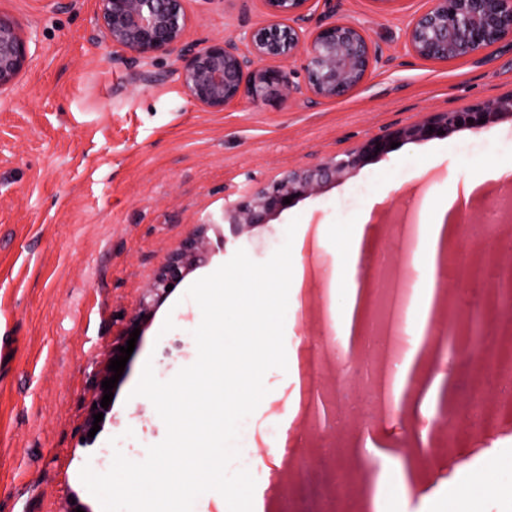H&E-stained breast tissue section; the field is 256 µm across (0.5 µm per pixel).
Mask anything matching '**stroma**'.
<instances>
[{
    "mask_svg": "<svg viewBox=\"0 0 512 512\" xmlns=\"http://www.w3.org/2000/svg\"><path fill=\"white\" fill-rule=\"evenodd\" d=\"M310 11L308 28L330 17L357 25L382 52L350 95L317 104L273 92L221 112L197 106L178 78L174 53L149 60L112 48L94 28V0H0L30 39L28 65L0 95V512H102L80 478L99 470L110 443L150 446L166 435L153 404L134 395L145 362L166 381L197 358L199 307L187 289L237 250L267 261L285 240L314 244L310 297L329 283L345 240L364 209L369 253L399 249L394 218L419 197L433 200L450 179L512 163V120L447 139L403 142L269 223L220 245L225 201L312 167L374 136L432 113L512 95V46L500 44L453 63L416 57L404 32L428 0H335ZM186 38L207 44L264 25L263 0H186ZM211 221L210 253L153 309L94 437L85 417L98 369L124 342L146 285L182 243ZM320 331L306 306L286 316L290 371L274 368L257 409L240 424L242 455L262 454L256 488L275 508L267 474L281 470V441L295 434L298 399L327 390L310 378L306 356ZM439 411L416 397L369 417L356 452L335 466L350 488L386 493L387 512H512V417L483 432L459 424L437 443L423 438Z\"/></svg>",
    "mask_w": 512,
    "mask_h": 512,
    "instance_id": "35a3bbf8",
    "label": "stroma"
}]
</instances>
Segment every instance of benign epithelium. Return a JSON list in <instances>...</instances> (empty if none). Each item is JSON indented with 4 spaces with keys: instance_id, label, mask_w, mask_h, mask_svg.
<instances>
[{
    "instance_id": "1",
    "label": "benign epithelium",
    "mask_w": 512,
    "mask_h": 512,
    "mask_svg": "<svg viewBox=\"0 0 512 512\" xmlns=\"http://www.w3.org/2000/svg\"><path fill=\"white\" fill-rule=\"evenodd\" d=\"M270 21L253 29L246 40L226 37L203 47L186 41L189 18L184 0H95V30L113 47L139 59L175 52L181 61L179 80L188 98L209 111L220 112L264 90H279L288 99L302 95L310 103L330 101L360 87L379 60V51L357 26L334 20L310 31L305 27L313 0H263ZM406 43L419 58L451 62L476 56L489 47L512 44V0H431L430 8L413 18ZM305 56L306 83L294 84L286 63ZM29 40L18 23L0 15V95L24 71ZM512 117V96L474 107L436 112L420 122L384 136L365 140L341 157L307 169L289 170L267 186L224 207L223 223L237 238L257 224H266L288 208L287 197L298 201L322 192L371 160L387 154L394 142L423 143L448 138L462 129L484 130ZM485 123H479V120ZM208 224L182 243L146 287L147 301L129 325H144L152 307L188 271L205 261ZM477 355L512 363V349L484 346Z\"/></svg>"
}]
</instances>
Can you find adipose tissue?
Instances as JSON below:
<instances>
[{
	"mask_svg": "<svg viewBox=\"0 0 512 512\" xmlns=\"http://www.w3.org/2000/svg\"><path fill=\"white\" fill-rule=\"evenodd\" d=\"M512 177V166H498L469 177L462 185L453 187L443 200L437 202L423 201L421 211L425 216L424 224H421L419 238L424 245L427 258V301L412 313L417 336H424L431 314V295H434L438 280V255L439 243L447 228L444 220L448 212L464 207L471 198L473 192L486 181L498 180L504 177ZM371 217L370 211H363L358 224L355 226L354 235L346 242L343 249L342 266L337 274V285L345 287L348 294L346 305L335 313V327L340 334H351L358 306L359 282L357 279L358 264L361 254V245L365 224Z\"/></svg>",
	"mask_w": 512,
	"mask_h": 512,
	"instance_id": "obj_1",
	"label": "adipose tissue"
}]
</instances>
